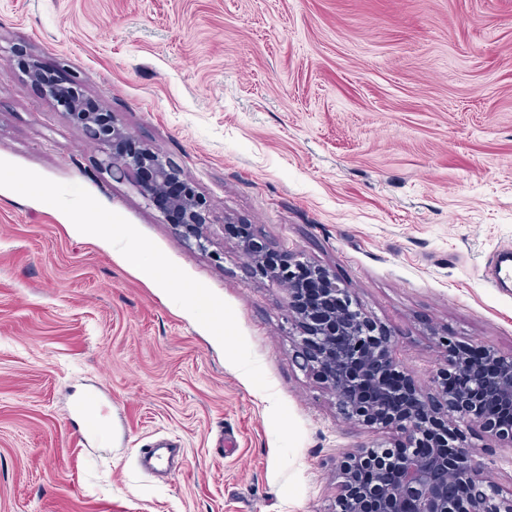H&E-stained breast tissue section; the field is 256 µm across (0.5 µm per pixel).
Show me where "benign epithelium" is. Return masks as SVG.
Segmentation results:
<instances>
[{
  "label": "benign epithelium",
  "instance_id": "benign-epithelium-1",
  "mask_svg": "<svg viewBox=\"0 0 512 512\" xmlns=\"http://www.w3.org/2000/svg\"><path fill=\"white\" fill-rule=\"evenodd\" d=\"M30 74L75 124L112 144L114 173L144 170L156 191L180 179V171L151 148L126 151L121 125L99 120L76 88L45 82L35 67ZM169 207L180 216L178 234L206 249L203 199L184 193L172 197ZM238 247L249 258L252 276L282 284L280 270L264 265L273 250L267 238L247 232ZM286 259L289 269L300 267L319 284L311 304L304 285L286 288L298 364L334 393L341 418L402 437L397 445L351 448L336 459L338 492L331 512H512V491L486 480L477 463L482 449L512 451V354L463 347L437 334L447 362L436 371L433 390L423 392L396 361L391 330L359 306L351 289L323 266L292 253ZM474 426L484 441L480 449L467 435Z\"/></svg>",
  "mask_w": 512,
  "mask_h": 512
}]
</instances>
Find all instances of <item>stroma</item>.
Returning a JSON list of instances; mask_svg holds the SVG:
<instances>
[{"mask_svg":"<svg viewBox=\"0 0 512 512\" xmlns=\"http://www.w3.org/2000/svg\"><path fill=\"white\" fill-rule=\"evenodd\" d=\"M35 64L169 160L208 205L178 236ZM0 159L85 188L234 310L270 392L110 243L0 188V512H330L379 441L294 356L247 228L329 269L429 390L432 332L512 354V0H0ZM302 429L283 494L271 421ZM108 408L80 435L75 405ZM171 447L154 469L144 449Z\"/></svg>","mask_w":512,"mask_h":512,"instance_id":"1","label":"stroma"}]
</instances>
